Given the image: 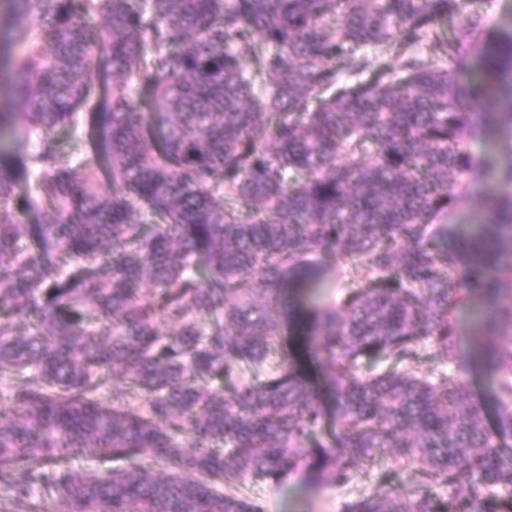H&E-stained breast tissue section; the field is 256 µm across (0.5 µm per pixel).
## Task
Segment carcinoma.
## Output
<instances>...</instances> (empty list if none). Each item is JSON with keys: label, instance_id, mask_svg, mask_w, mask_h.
Here are the masks:
<instances>
[{"label": "carcinoma", "instance_id": "obj_1", "mask_svg": "<svg viewBox=\"0 0 512 512\" xmlns=\"http://www.w3.org/2000/svg\"><path fill=\"white\" fill-rule=\"evenodd\" d=\"M8 2L0 131L70 153L0 149V512H264L248 476L384 453L412 479L344 512H512V28L482 0ZM478 130L503 163L460 240ZM483 303L492 428L455 329ZM307 345V336L301 335L297 330L288 336V352L293 356L300 369L309 377L323 384V378L315 370V363L309 358Z\"/></svg>", "mask_w": 512, "mask_h": 512}]
</instances>
